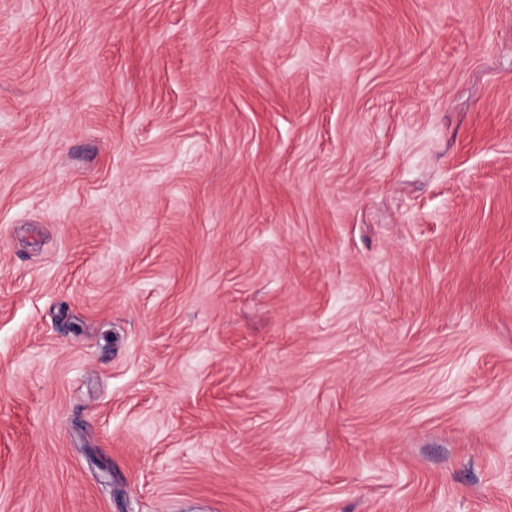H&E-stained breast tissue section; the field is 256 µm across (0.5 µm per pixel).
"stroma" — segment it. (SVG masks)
Returning <instances> with one entry per match:
<instances>
[{"instance_id":"stroma-1","label":"stroma","mask_w":512,"mask_h":512,"mask_svg":"<svg viewBox=\"0 0 512 512\" xmlns=\"http://www.w3.org/2000/svg\"><path fill=\"white\" fill-rule=\"evenodd\" d=\"M0 512H512V0H0Z\"/></svg>"}]
</instances>
